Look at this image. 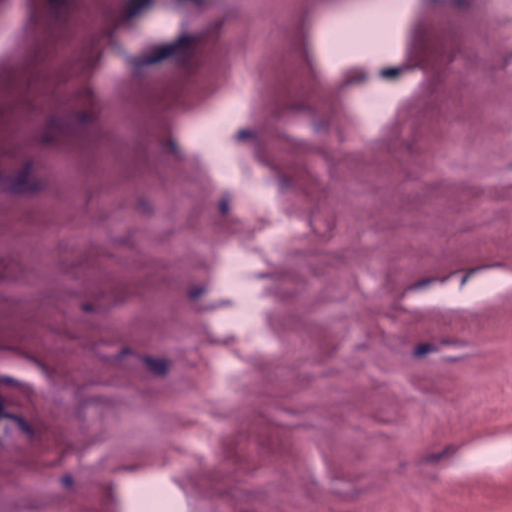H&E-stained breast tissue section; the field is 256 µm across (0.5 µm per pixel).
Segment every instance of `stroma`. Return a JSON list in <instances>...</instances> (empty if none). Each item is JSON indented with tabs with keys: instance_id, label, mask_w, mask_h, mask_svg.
Instances as JSON below:
<instances>
[{
	"instance_id": "obj_1",
	"label": "stroma",
	"mask_w": 512,
	"mask_h": 512,
	"mask_svg": "<svg viewBox=\"0 0 512 512\" xmlns=\"http://www.w3.org/2000/svg\"><path fill=\"white\" fill-rule=\"evenodd\" d=\"M483 2L332 74L344 0H0V512H512Z\"/></svg>"
}]
</instances>
